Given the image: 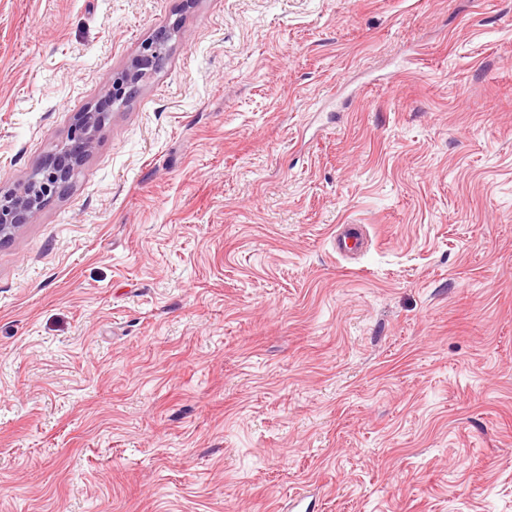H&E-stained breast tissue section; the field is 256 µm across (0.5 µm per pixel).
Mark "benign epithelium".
<instances>
[{
  "instance_id": "7a95c632",
  "label": "benign epithelium",
  "mask_w": 512,
  "mask_h": 512,
  "mask_svg": "<svg viewBox=\"0 0 512 512\" xmlns=\"http://www.w3.org/2000/svg\"><path fill=\"white\" fill-rule=\"evenodd\" d=\"M180 21L146 40L127 67L116 74L112 86L92 108L79 113L68 139L50 153L22 185L0 193V243L12 238L36 216L43 204L75 176L92 151L98 126L112 108L125 103L155 73L168 42L179 32Z\"/></svg>"
}]
</instances>
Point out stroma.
<instances>
[{"instance_id": "obj_1", "label": "stroma", "mask_w": 512, "mask_h": 512, "mask_svg": "<svg viewBox=\"0 0 512 512\" xmlns=\"http://www.w3.org/2000/svg\"><path fill=\"white\" fill-rule=\"evenodd\" d=\"M176 21L0 246V512H512V0H0V191ZM363 245L364 235L360 224H344L334 237L336 253L342 257L357 254L362 250Z\"/></svg>"}]
</instances>
